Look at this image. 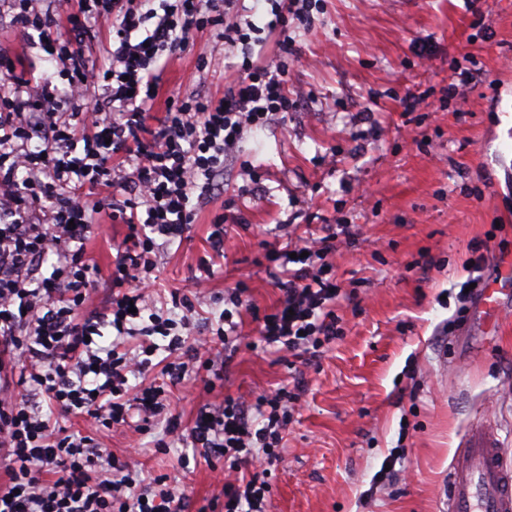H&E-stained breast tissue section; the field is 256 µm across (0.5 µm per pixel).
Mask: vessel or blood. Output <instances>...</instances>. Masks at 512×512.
I'll list each match as a JSON object with an SVG mask.
<instances>
[{
	"mask_svg": "<svg viewBox=\"0 0 512 512\" xmlns=\"http://www.w3.org/2000/svg\"><path fill=\"white\" fill-rule=\"evenodd\" d=\"M512 296V263L481 288L474 311L484 331L497 330ZM448 512H512V464L501 438L490 429H468L448 471Z\"/></svg>",
	"mask_w": 512,
	"mask_h": 512,
	"instance_id": "b4317fda",
	"label": "vessel or blood"
}]
</instances>
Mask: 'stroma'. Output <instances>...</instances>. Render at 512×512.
Segmentation results:
<instances>
[{
	"label": "stroma",
	"instance_id": "35a3bbf8",
	"mask_svg": "<svg viewBox=\"0 0 512 512\" xmlns=\"http://www.w3.org/2000/svg\"><path fill=\"white\" fill-rule=\"evenodd\" d=\"M311 29L296 28L292 77L302 96L273 128L249 132L224 166V191L198 212L182 241L158 257L154 304L169 312V290L195 288L200 260L213 254V219L235 202L224 226V260L214 298L196 303L191 351L203 329L220 324L225 288L245 282L252 308L228 373L187 374L172 385L170 413L190 427L198 410L231 395L253 401L288 388L298 412L284 433L286 461L271 480L269 512H445L448 469L467 428L488 417L512 459V318L493 339L459 311L482 254L491 280L500 243L512 244V0H321ZM212 56L209 75L199 52ZM35 76L57 66L0 7V55ZM212 29L171 61L163 89L224 93L222 71L239 63ZM419 96L405 111L406 94ZM259 173L252 183L244 171ZM355 224L329 277L350 295L337 311L342 336L308 363L251 350L256 315L272 312L279 292L267 256L309 227ZM127 227L112 224L89 252L101 306ZM166 416L104 429L103 446L139 448L144 477L168 475L187 512L221 492L189 438L168 433ZM405 458L390 484H375L395 449Z\"/></svg>",
	"mask_w": 512,
	"mask_h": 512
}]
</instances>
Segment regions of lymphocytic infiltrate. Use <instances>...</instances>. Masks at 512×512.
Returning <instances> with one entry per match:
<instances>
[{
    "label": "lymphocytic infiltrate",
    "mask_w": 512,
    "mask_h": 512,
    "mask_svg": "<svg viewBox=\"0 0 512 512\" xmlns=\"http://www.w3.org/2000/svg\"><path fill=\"white\" fill-rule=\"evenodd\" d=\"M42 2L10 0L11 12L58 61L57 77L16 72L0 57V372L17 376L15 392L0 387V512H183L186 496L167 477L139 481L135 455L114 454L92 432L124 425L135 412L146 422L164 412V386L129 379L150 369L149 336L181 349L194 306L174 289L180 319L149 312L157 255L183 239L197 202L223 191L224 163L245 132L292 108L288 61L297 50L288 24L311 27L312 2L267 0L279 50L267 63L253 59L259 28L240 14V0H77L62 23ZM93 19L109 31L101 66L88 60ZM144 25L146 37L133 40ZM208 27L242 55L223 96H161L164 67ZM159 102L163 114L152 117ZM109 221L128 234L113 292L95 318L86 308L96 286L87 241ZM355 236L348 224L311 232L296 268L292 246L271 253L268 276L280 297L262 319L261 342L301 359L340 336L345 295L324 269L337 244ZM50 254L51 274H37ZM139 311L148 312V326H135ZM102 322L118 335L108 347L96 340ZM139 334L147 338L140 351L123 348L122 337ZM39 397L61 416L89 419V432L55 430ZM294 402L277 388L252 405L225 396L197 415L192 444L224 461V512H268L269 475L284 461Z\"/></svg>",
    "instance_id": "f902f5d3"
}]
</instances>
